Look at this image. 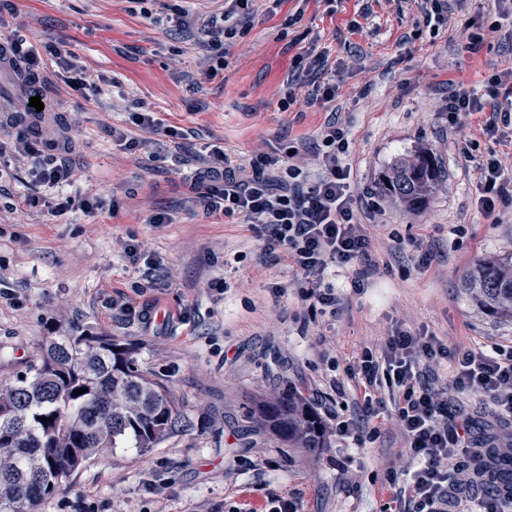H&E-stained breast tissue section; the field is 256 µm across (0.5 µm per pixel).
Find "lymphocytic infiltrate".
<instances>
[{
    "instance_id": "1",
    "label": "lymphocytic infiltrate",
    "mask_w": 512,
    "mask_h": 512,
    "mask_svg": "<svg viewBox=\"0 0 512 512\" xmlns=\"http://www.w3.org/2000/svg\"><path fill=\"white\" fill-rule=\"evenodd\" d=\"M479 113L486 117L484 134L512 137V71L491 75L484 95L449 96V126ZM321 143L322 172L313 181L295 162L301 146L263 152L245 161L231 158L215 144L209 151L210 167L197 173L193 183L206 216L236 217L267 232L270 246L281 248L300 275V298L332 316L341 298L326 278L344 272L350 275L352 287H364L365 274L355 264L367 257L371 238L350 194L344 129L327 124ZM56 148L55 140L40 143L22 133L11 144L13 156H39L33 182L54 192V211L93 212L98 200L66 193L73 171ZM505 204L512 205V176L506 175L499 159L491 157L478 169L475 207L490 216ZM361 358L358 390L364 416L378 414L381 401L373 396L375 388H391L396 420L414 461L394 500L408 501L410 512H448L460 491L459 475L473 452L471 426L468 419L449 411L443 389L433 385L426 370L432 363L450 361L452 383L459 392L489 396L498 413L511 420L512 350L497 345L488 351L451 350L438 337L400 330L389 336L383 353L366 348Z\"/></svg>"
}]
</instances>
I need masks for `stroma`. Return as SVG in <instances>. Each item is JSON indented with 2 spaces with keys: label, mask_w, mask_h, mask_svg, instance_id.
<instances>
[{
  "label": "stroma",
  "mask_w": 512,
  "mask_h": 512,
  "mask_svg": "<svg viewBox=\"0 0 512 512\" xmlns=\"http://www.w3.org/2000/svg\"><path fill=\"white\" fill-rule=\"evenodd\" d=\"M184 8L189 24L164 22ZM0 0V37L22 35L49 58L55 105L34 117L41 138L68 142L75 189L102 202L96 213L53 214L30 207V159L12 163L0 188V381L39 363L48 332L106 335L130 344L143 369L174 393L190 425L155 448H118L93 457L35 512H227L244 499L294 500L299 512H396L412 459L386 390L379 416L364 421L352 377L363 348L383 351L396 330L438 336L449 348L512 347V318L485 311L462 288L483 259L512 256V209L477 213V166L488 156L512 167V144L483 135L475 114L449 127V95L483 93L486 78L512 69V40L470 33L487 26L492 0H460L438 28L416 0H255L247 32L228 47L201 32L224 0ZM316 56L336 82V100L311 99L315 78L287 77L299 56ZM82 69L87 88L69 82ZM213 69L203 78L204 69ZM151 111L159 131L142 132L132 113ZM347 132L351 193L372 237L366 285L334 279L336 317L297 295L299 276L260 230L237 218L205 217L188 179L208 145L248 156L300 141L311 174L320 131ZM140 140L130 152L113 127ZM433 153L441 177L424 206L409 211L378 199L394 163ZM384 210L374 214L372 203ZM160 212L169 224L153 223ZM143 255L131 263L129 241ZM224 281V292L211 284ZM281 295H274L272 285ZM158 303L171 325L144 329L120 319L113 302ZM433 378L448 386V407L477 436L512 440V422L486 396L459 393L449 364ZM300 391L329 427L325 448L306 455L264 431L242 436L256 397L283 385ZM359 427L339 437L337 422ZM161 495L147 492V485Z\"/></svg>",
  "instance_id": "obj_1"
}]
</instances>
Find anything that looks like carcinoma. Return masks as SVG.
Returning a JSON list of instances; mask_svg holds the SVG:
<instances>
[{"label": "carcinoma", "instance_id": "obj_1", "mask_svg": "<svg viewBox=\"0 0 512 512\" xmlns=\"http://www.w3.org/2000/svg\"><path fill=\"white\" fill-rule=\"evenodd\" d=\"M439 174L420 150L395 163L380 194L420 209ZM464 288L497 315H512V260H479ZM41 362L0 386V512H33L89 457L109 448L145 451L183 418L169 388L143 370L133 347L110 336H48ZM85 388L81 395L73 391ZM259 423L290 448L314 453L327 434L317 410L287 387L259 401ZM50 419L45 424L43 418Z\"/></svg>", "mask_w": 512, "mask_h": 512}]
</instances>
